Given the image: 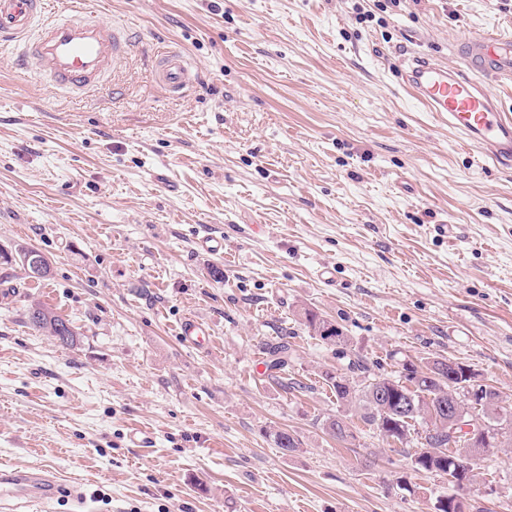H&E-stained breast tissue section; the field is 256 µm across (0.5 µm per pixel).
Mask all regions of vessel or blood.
Wrapping results in <instances>:
<instances>
[{"mask_svg": "<svg viewBox=\"0 0 512 512\" xmlns=\"http://www.w3.org/2000/svg\"><path fill=\"white\" fill-rule=\"evenodd\" d=\"M0 45L20 50L24 64L38 66L51 86L84 96L97 90L125 54L124 27L73 0L64 15H51L48 0H0ZM467 74L417 55L403 59L401 78L409 93L443 118L467 145L499 164L512 163V114L501 111L488 79L512 78V34L470 32L457 45ZM158 83L174 94L192 83L186 56L166 48L156 54ZM72 512H85L80 486L46 467L0 470V501L38 504L59 496Z\"/></svg>", "mask_w": 512, "mask_h": 512, "instance_id": "1", "label": "vessel or blood"}]
</instances>
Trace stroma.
<instances>
[{
    "label": "stroma",
    "instance_id": "35a3bbf8",
    "mask_svg": "<svg viewBox=\"0 0 512 512\" xmlns=\"http://www.w3.org/2000/svg\"><path fill=\"white\" fill-rule=\"evenodd\" d=\"M91 5L136 33L91 94L54 91L0 46V466L79 483L87 512H431L447 479L412 472L324 375L452 358L512 403V167L397 78L403 46L461 66L457 40L512 31V0ZM164 47L193 66L184 94L155 80ZM33 301L76 346L30 327ZM307 309L345 345L309 336ZM188 318L201 346L181 339ZM283 341L284 374L268 368ZM330 414L354 442L323 429ZM474 463L465 497L512 512V447Z\"/></svg>",
    "mask_w": 512,
    "mask_h": 512
}]
</instances>
